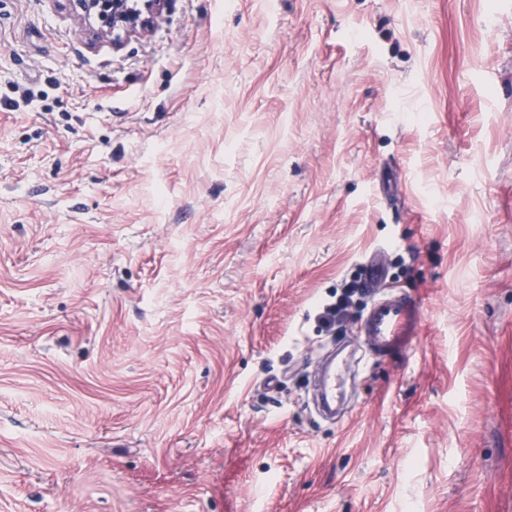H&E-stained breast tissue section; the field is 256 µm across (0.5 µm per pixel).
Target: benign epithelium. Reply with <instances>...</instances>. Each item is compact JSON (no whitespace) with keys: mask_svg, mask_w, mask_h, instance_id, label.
<instances>
[{"mask_svg":"<svg viewBox=\"0 0 512 512\" xmlns=\"http://www.w3.org/2000/svg\"><path fill=\"white\" fill-rule=\"evenodd\" d=\"M166 2L141 0L135 11L128 9L125 0H66V5L74 13L99 22V27L92 31L93 38L110 36L112 45L118 46L130 36L151 31Z\"/></svg>","mask_w":512,"mask_h":512,"instance_id":"1","label":"benign epithelium"}]
</instances>
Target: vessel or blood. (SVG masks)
Instances as JSON below:
<instances>
[{"instance_id":"obj_1","label":"vessel or blood","mask_w":512,"mask_h":512,"mask_svg":"<svg viewBox=\"0 0 512 512\" xmlns=\"http://www.w3.org/2000/svg\"><path fill=\"white\" fill-rule=\"evenodd\" d=\"M422 320V303L418 298L397 294L374 299L361 330L368 340V353L379 359L405 349L417 335ZM349 365L337 363L330 373L318 381L326 401L342 397Z\"/></svg>"}]
</instances>
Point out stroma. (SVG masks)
Wrapping results in <instances>:
<instances>
[{
	"mask_svg": "<svg viewBox=\"0 0 512 512\" xmlns=\"http://www.w3.org/2000/svg\"><path fill=\"white\" fill-rule=\"evenodd\" d=\"M0 512H512V0H0ZM74 13L94 18L99 27L92 31L93 39L112 36V45L119 46L124 39L151 31L161 16L167 0H143L136 11L129 10L125 0H66ZM422 320V303L405 294L376 298L361 324L368 340V354L384 358L405 349L417 335ZM348 372L349 364L344 361L339 362L326 377L318 380L319 391L323 394L326 401L336 403V399H340L343 396Z\"/></svg>",
	"mask_w": 512,
	"mask_h": 512,
	"instance_id": "obj_1",
	"label": "stroma"
}]
</instances>
